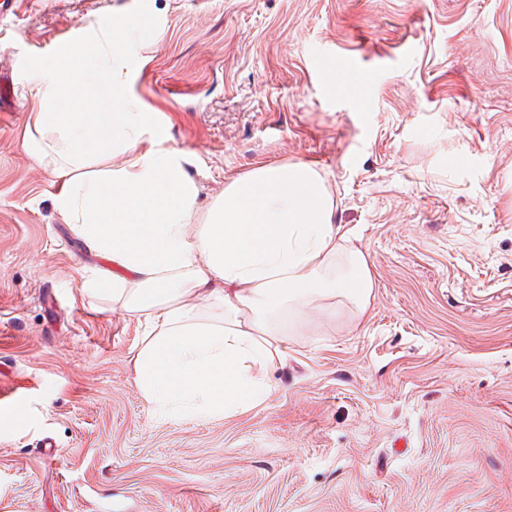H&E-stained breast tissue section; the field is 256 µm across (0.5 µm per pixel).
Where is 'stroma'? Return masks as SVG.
I'll list each match as a JSON object with an SVG mask.
<instances>
[{
  "label": "stroma",
  "instance_id": "obj_1",
  "mask_svg": "<svg viewBox=\"0 0 512 512\" xmlns=\"http://www.w3.org/2000/svg\"><path fill=\"white\" fill-rule=\"evenodd\" d=\"M0 13V512H512V0H151L135 94L208 205L306 162L374 288L289 323L260 405L143 399V328L82 289L105 267L22 147L24 66L142 0ZM364 93L339 88L348 65Z\"/></svg>",
  "mask_w": 512,
  "mask_h": 512
}]
</instances>
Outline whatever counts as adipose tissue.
Wrapping results in <instances>:
<instances>
[{
  "instance_id": "ef3b65f1",
  "label": "adipose tissue",
  "mask_w": 512,
  "mask_h": 512,
  "mask_svg": "<svg viewBox=\"0 0 512 512\" xmlns=\"http://www.w3.org/2000/svg\"><path fill=\"white\" fill-rule=\"evenodd\" d=\"M154 15L116 16L88 41L31 61L24 147L53 164L65 224L104 256L85 288L143 317L134 358L144 400L179 417L255 407L286 360L284 316L374 286L354 229L334 223L326 180L304 162L255 166L201 207L181 150L134 93L133 36ZM221 308L219 320L201 307Z\"/></svg>"
}]
</instances>
